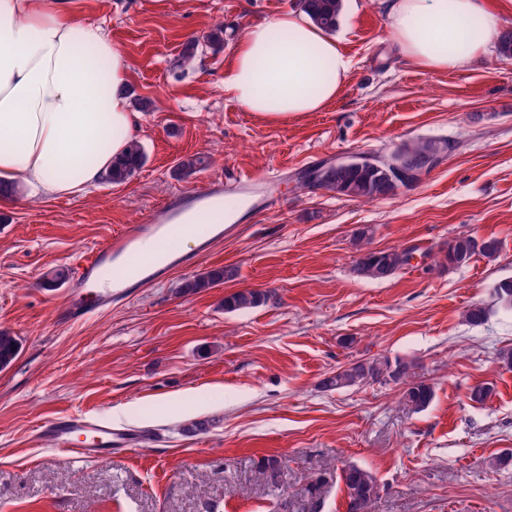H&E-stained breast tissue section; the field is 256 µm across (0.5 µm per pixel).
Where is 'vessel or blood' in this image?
Segmentation results:
<instances>
[{
    "instance_id": "obj_1",
    "label": "vessel or blood",
    "mask_w": 512,
    "mask_h": 512,
    "mask_svg": "<svg viewBox=\"0 0 512 512\" xmlns=\"http://www.w3.org/2000/svg\"><path fill=\"white\" fill-rule=\"evenodd\" d=\"M228 192L236 195L242 206L236 213L221 218L217 215L218 206ZM278 201L272 179L252 175L239 176L229 184L212 180L189 193L170 197L165 203L164 220L146 217L76 261L73 288L96 289L97 298L91 303L72 301L69 319L83 320L96 309L111 305L113 299L129 296L145 283L161 280L173 270L192 266L196 257L210 254L214 243L223 241L226 227L246 223L269 212ZM193 211L215 214L216 220L212 241L201 243L196 254L190 255L180 250L178 241L185 229L184 222ZM147 239L158 246L150 257L141 251V244ZM40 431L55 449L78 458H108L113 449L141 445L137 431L115 429L80 414L47 419L42 422Z\"/></svg>"
}]
</instances>
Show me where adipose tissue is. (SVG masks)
Wrapping results in <instances>:
<instances>
[{"instance_id": "adipose-tissue-1", "label": "adipose tissue", "mask_w": 512, "mask_h": 512, "mask_svg": "<svg viewBox=\"0 0 512 512\" xmlns=\"http://www.w3.org/2000/svg\"><path fill=\"white\" fill-rule=\"evenodd\" d=\"M404 57L458 70L487 51L498 19L486 0H383ZM351 70L339 42L303 12L251 24L224 72V92L272 121L335 102ZM124 51L65 0H0V188L33 198L100 182L137 138Z\"/></svg>"}]
</instances>
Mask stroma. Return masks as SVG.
I'll use <instances>...</instances> for the list:
<instances>
[{"label":"stroma","instance_id":"35a3bbf8","mask_svg":"<svg viewBox=\"0 0 512 512\" xmlns=\"http://www.w3.org/2000/svg\"><path fill=\"white\" fill-rule=\"evenodd\" d=\"M127 54L145 165L127 182L33 200L15 184L0 202V330L19 354L0 370V512H307L306 483L325 475L321 512H347L339 473L376 477L371 512H512V470L488 461L512 449V311L494 288L512 279V59L496 46L458 71L412 64L389 35L381 0H344L335 35L352 62L337 100L282 121L224 94V70L252 23L300 11L299 0H68ZM223 27L224 46L178 65L182 45ZM447 141L414 186L360 201L302 187L299 171L355 153ZM211 164L177 175L185 157ZM242 174L276 177L280 203L242 225L192 269L137 289L72 324L69 270L115 233L161 215L173 194ZM368 229L367 242L356 234ZM460 235L499 243L494 258H444ZM414 251L385 279L357 270L365 249ZM224 285L191 295L181 283L213 268ZM267 292L225 312L224 296ZM473 304L485 323L464 319ZM414 362L435 391L417 411L400 387L321 385L369 359ZM492 386L486 402L471 387ZM82 413L142 433L138 451L108 460L53 449L36 427ZM208 421L207 431L189 427ZM283 462L279 487L260 474Z\"/></svg>","mask_w":512,"mask_h":512}]
</instances>
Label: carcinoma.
<instances>
[{"instance_id":"1","label":"carcinoma","mask_w":512,"mask_h":512,"mask_svg":"<svg viewBox=\"0 0 512 512\" xmlns=\"http://www.w3.org/2000/svg\"><path fill=\"white\" fill-rule=\"evenodd\" d=\"M302 10L312 22L327 33H333L339 25L343 0H300ZM200 40L191 38L183 44L179 65L191 67L195 63L200 50ZM403 159H424L429 155L444 157L448 147L441 146L438 141H424L417 144H405L396 149ZM146 162L142 146L135 142L129 151L112 165V172L106 175L105 181L114 185L125 183ZM206 166L202 156H191L178 163L177 170L183 176H189ZM393 167L384 164L380 167L374 163L362 161L358 164L330 169L319 187L339 195L373 201L389 195L405 186L401 180H394L390 175ZM498 252V242L486 239L477 242L471 236H459L448 242L445 259L450 265H464L477 255L492 258ZM413 250H379L366 251L358 260L359 271L373 279H383L408 265ZM233 277V271L224 267L214 268L183 281L179 288L181 294H194L201 290L214 288L224 280ZM268 295L255 289H245L224 297L223 307L228 312L257 307L266 303ZM19 343L15 336L7 331H0V369L7 367L16 357ZM373 381H392L403 384L402 398L415 410L426 409L434 399L433 386L420 378L411 362L399 358L391 361L387 358L362 360L353 362L336 370V373L325 378L322 386L328 389H343L359 386ZM282 461L266 458L260 464L263 474L272 486H278ZM340 478L347 494V512H370V507L378 494V484L373 474L353 463L342 467ZM325 477L317 475L308 481L309 512H319L320 490Z\"/></svg>"}]
</instances>
